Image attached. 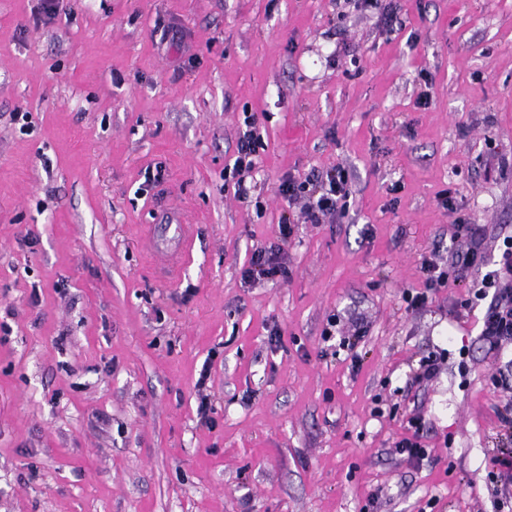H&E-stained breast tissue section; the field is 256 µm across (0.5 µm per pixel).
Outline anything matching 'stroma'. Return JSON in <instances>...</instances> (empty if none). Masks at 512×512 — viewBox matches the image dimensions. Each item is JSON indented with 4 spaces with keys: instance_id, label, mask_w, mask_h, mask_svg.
Listing matches in <instances>:
<instances>
[{
    "instance_id": "stroma-1",
    "label": "stroma",
    "mask_w": 512,
    "mask_h": 512,
    "mask_svg": "<svg viewBox=\"0 0 512 512\" xmlns=\"http://www.w3.org/2000/svg\"><path fill=\"white\" fill-rule=\"evenodd\" d=\"M39 3L0 0V512H498L512 343L470 279L402 294L457 218L490 264L512 235V0ZM339 163L343 215L280 239L281 182ZM270 244L287 278L245 284ZM244 115L243 126L239 132L237 152L233 165L232 167L229 166L228 168V166H226L224 168L226 176L228 169L229 173H232V178L241 176L235 182V194H237L240 198H246L247 196L248 189L244 184L243 178L245 175H250V173H252V171L256 168L258 148L264 145L262 135L259 132L257 117L255 113H250L248 115V112H245ZM211 364L212 359L208 358L204 361L199 373V377L195 384L199 396L197 416L199 417V421L206 426H211L212 424V419L210 417V400L208 398V395L203 393L207 381L210 377ZM420 420L412 417L408 421L409 429H414L412 434L403 437L396 442L395 448L399 454H407L409 459L420 461L426 453V446L423 442V433L419 425Z\"/></svg>"
}]
</instances>
